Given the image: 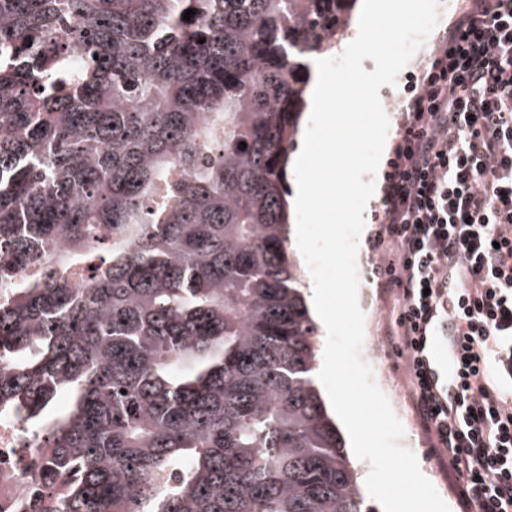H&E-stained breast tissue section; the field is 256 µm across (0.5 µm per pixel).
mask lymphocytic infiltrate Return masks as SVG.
Instances as JSON below:
<instances>
[{
  "mask_svg": "<svg viewBox=\"0 0 512 512\" xmlns=\"http://www.w3.org/2000/svg\"><path fill=\"white\" fill-rule=\"evenodd\" d=\"M373 250L413 404L468 512H512V0H467L407 86ZM455 315L461 397L443 404L424 338Z\"/></svg>",
  "mask_w": 512,
  "mask_h": 512,
  "instance_id": "obj_1",
  "label": "lymphocytic infiltrate"
}]
</instances>
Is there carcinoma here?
<instances>
[{"label":"carcinoma","instance_id":"cac0c4a2","mask_svg":"<svg viewBox=\"0 0 512 512\" xmlns=\"http://www.w3.org/2000/svg\"><path fill=\"white\" fill-rule=\"evenodd\" d=\"M353 3L0 0V415L74 473L53 512H377L285 189ZM294 233L292 234V247L294 248V250L297 252V255L295 253V251L292 249L291 247V251L301 260V273H302V284H303V287L305 288L303 291L305 293V296H306V300H307V303H308V306L310 308V305H309V302H308V296H309V300L313 306V299H312V287H313V280H312V277L310 275V272L308 270V267L303 259V256L301 255L298 247H297V244L295 242V238H294ZM314 307V306H313ZM311 310V308H310ZM311 313L313 315V317L315 318L317 324H318V327H319V336H320V343L318 344L319 346V351H318V368H317V372H316V381H317V385L321 391V394H322V397L323 399L325 400V403L328 407V410L330 412V414L332 415V417L335 419L336 421V424L338 425V427L340 428L343 436H344V439H345V442H346V446L348 448L347 451H348V455H349V458H350V461H351V465L352 467L355 469V471L357 472V476H358V481H359V486L362 490V492L367 496V498L369 499V501L371 502L372 505L376 506L378 512H384L383 510V507L381 505V503L379 501H377L376 499L372 498L368 491H367V488H366V484H365V480H366V477H367V474L369 472V469H370V465H369V462L368 461H363V460H360L358 459L354 453H353V450H352V447H351V443H350V439H349V436H348V433L343 425V423L341 422V420L339 419V417L337 416V414L335 413V411L333 410L330 402H329V398H328V395H327V392L323 386V384L321 383V381L319 380L318 378V373L322 367V364H323V354H324V349H325V345H326V340H327V331H326V328L323 324V322L321 321V319L318 317L317 313L316 315L314 314V312L311 310Z\"/></svg>","mask_w":512,"mask_h":512}]
</instances>
